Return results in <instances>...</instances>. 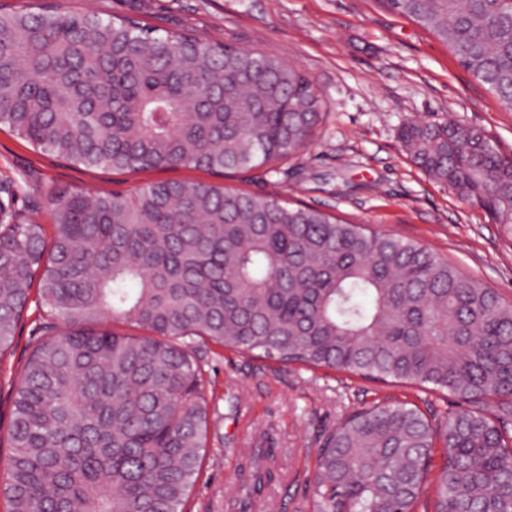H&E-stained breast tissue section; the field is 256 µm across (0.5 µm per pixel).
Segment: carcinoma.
<instances>
[{
    "label": "carcinoma",
    "mask_w": 512,
    "mask_h": 512,
    "mask_svg": "<svg viewBox=\"0 0 512 512\" xmlns=\"http://www.w3.org/2000/svg\"><path fill=\"white\" fill-rule=\"evenodd\" d=\"M382 2L512 101V0ZM321 112L306 75L264 54L133 16L0 11V126L77 165L259 169L302 153ZM399 138L512 246V154L446 118ZM47 200L51 238L0 224V353L32 286L49 316L14 388L6 512H184L208 427L197 337L451 392L471 409L442 429L431 512H512V301L416 243L272 196L158 181ZM434 442L403 403L351 414L323 443L315 512H416Z\"/></svg>",
    "instance_id": "cac0c4a2"
}]
</instances>
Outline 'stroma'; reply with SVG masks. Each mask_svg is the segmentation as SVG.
Wrapping results in <instances>:
<instances>
[{"mask_svg": "<svg viewBox=\"0 0 512 512\" xmlns=\"http://www.w3.org/2000/svg\"><path fill=\"white\" fill-rule=\"evenodd\" d=\"M74 12L134 15L159 31H189L274 57L300 69L324 102L300 155L219 176L179 168L128 172L66 163L0 128V210L9 224L50 226L54 189L128 192L159 180H195L274 194L373 230L413 241L466 278L512 299V248L502 227L421 172L398 134L411 120L454 116L485 128L512 152V108L491 95L448 47L380 0H53ZM44 317L23 313L0 354V442L7 439L14 385ZM209 406L207 448L189 512H312L314 474L326 435L347 414L376 402L407 401L431 420L463 410L433 386L382 384L308 370L199 344ZM273 479L252 494L254 466Z\"/></svg>", "mask_w": 512, "mask_h": 512, "instance_id": "35a3bbf8", "label": "stroma"}]
</instances>
